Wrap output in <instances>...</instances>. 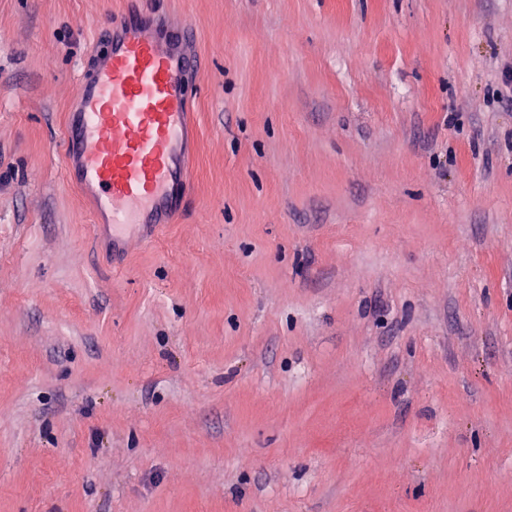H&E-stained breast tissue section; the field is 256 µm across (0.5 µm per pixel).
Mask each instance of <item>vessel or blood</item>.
Here are the masks:
<instances>
[{"mask_svg": "<svg viewBox=\"0 0 512 512\" xmlns=\"http://www.w3.org/2000/svg\"><path fill=\"white\" fill-rule=\"evenodd\" d=\"M193 38L189 27L126 15L79 80L80 108L60 151L69 179L93 200L98 236L115 248L128 226L168 223L186 202Z\"/></svg>", "mask_w": 512, "mask_h": 512, "instance_id": "vessel-or-blood-1", "label": "vessel or blood"}]
</instances>
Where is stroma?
<instances>
[{
    "mask_svg": "<svg viewBox=\"0 0 512 512\" xmlns=\"http://www.w3.org/2000/svg\"><path fill=\"white\" fill-rule=\"evenodd\" d=\"M123 0H0V512H512V0H143L202 90L121 262L54 150Z\"/></svg>",
    "mask_w": 512,
    "mask_h": 512,
    "instance_id": "1",
    "label": "stroma"
}]
</instances>
